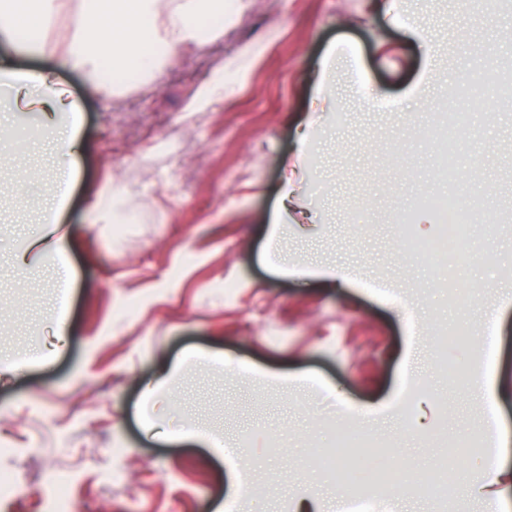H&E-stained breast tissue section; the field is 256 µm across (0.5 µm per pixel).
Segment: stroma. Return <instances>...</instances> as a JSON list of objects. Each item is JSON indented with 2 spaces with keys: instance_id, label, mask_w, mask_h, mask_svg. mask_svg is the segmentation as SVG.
I'll use <instances>...</instances> for the list:
<instances>
[{
  "instance_id": "obj_1",
  "label": "stroma",
  "mask_w": 512,
  "mask_h": 512,
  "mask_svg": "<svg viewBox=\"0 0 512 512\" xmlns=\"http://www.w3.org/2000/svg\"><path fill=\"white\" fill-rule=\"evenodd\" d=\"M81 0H64L44 54L19 68L54 70L85 103L72 189L54 190L63 163L42 114L0 128V477L26 486L0 498V512H48L55 479L80 512H346L348 491L312 458L337 432L378 435L398 472L433 478L452 440L470 442L454 474L459 512H512V488L492 509L468 487L483 480L496 441L512 466V398L489 402L483 374L512 391V0H404L422 37L410 39L378 0H232L222 32L184 47L154 79L112 96L88 93L57 69ZM224 78L202 108L199 90ZM491 81L497 96L475 102L462 133L455 182L492 223L466 266L437 267L403 252L395 219L433 243L442 226L424 202L445 191L435 135L448 123L449 88ZM313 141L297 151V132ZM299 165L296 203L315 223L272 228L284 175ZM119 189L102 220L88 221L99 191ZM57 214L70 239L73 285L57 268L24 282L12 254ZM283 264L271 269L263 254ZM343 272L345 287H323ZM470 287L448 299V283ZM70 334L49 363L35 362L58 321ZM462 343L436 350L445 327ZM412 353L413 368L402 359ZM223 353L219 368L208 355ZM185 358L171 396L158 400L165 428L194 424L242 449L230 466L215 449L154 436L142 426L141 393L161 359ZM472 368L448 377L446 365ZM428 390L413 392L417 382ZM413 397L415 414L401 404ZM260 485L228 501L232 474ZM362 512H445L417 488L371 493Z\"/></svg>"
}]
</instances>
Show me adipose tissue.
Segmentation results:
<instances>
[{
    "label": "adipose tissue",
    "mask_w": 512,
    "mask_h": 512,
    "mask_svg": "<svg viewBox=\"0 0 512 512\" xmlns=\"http://www.w3.org/2000/svg\"><path fill=\"white\" fill-rule=\"evenodd\" d=\"M207 0H177L173 13L162 14L157 0H83L66 49L57 63L78 74L91 93L108 96L112 82L107 67L113 59L134 56L147 72L162 69L178 44L198 41ZM62 0H0V34L25 30L30 49H41L45 27L60 11ZM0 79L12 91L14 112H55L64 126H53L54 149L71 154L84 104L42 69H17L10 52L0 53ZM69 240L58 224L44 225L38 239L26 242L13 258L15 273L54 260L62 290H69L72 273L65 260Z\"/></svg>",
    "instance_id": "obj_1"
}]
</instances>
